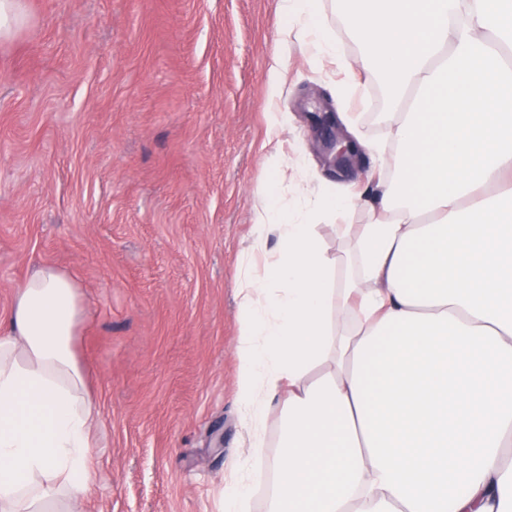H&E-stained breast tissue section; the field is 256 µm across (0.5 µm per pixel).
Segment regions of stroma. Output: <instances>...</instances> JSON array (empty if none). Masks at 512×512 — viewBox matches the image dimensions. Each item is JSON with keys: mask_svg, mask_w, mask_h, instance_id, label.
<instances>
[{"mask_svg": "<svg viewBox=\"0 0 512 512\" xmlns=\"http://www.w3.org/2000/svg\"><path fill=\"white\" fill-rule=\"evenodd\" d=\"M0 38V313L36 264L72 273L85 316L77 353L99 418L80 512H219L246 454L236 396L238 257L260 191L357 196L318 221L329 256L372 219L399 149L398 115L357 59L341 0H321L340 52L283 35L278 0H21ZM288 58L269 136L275 52ZM358 92L343 101L337 84ZM333 112L356 169L334 173L311 113ZM301 161L263 169L268 141Z\"/></svg>", "mask_w": 512, "mask_h": 512, "instance_id": "obj_1", "label": "stroma"}]
</instances>
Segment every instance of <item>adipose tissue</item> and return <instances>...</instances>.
I'll return each mask as SVG.
<instances>
[{"label":"adipose tissue","instance_id":"adipose-tissue-1","mask_svg":"<svg viewBox=\"0 0 512 512\" xmlns=\"http://www.w3.org/2000/svg\"><path fill=\"white\" fill-rule=\"evenodd\" d=\"M346 4L364 63L403 110L399 194L383 192L353 234L341 282L315 221L353 197L291 208L262 195L238 262L248 453L222 509L250 512L277 400L266 512H512V203L489 194L512 184V0ZM281 9L335 57L317 0ZM84 314L74 278L38 264L0 315V512H77L92 490L97 408L74 349Z\"/></svg>","mask_w":512,"mask_h":512}]
</instances>
